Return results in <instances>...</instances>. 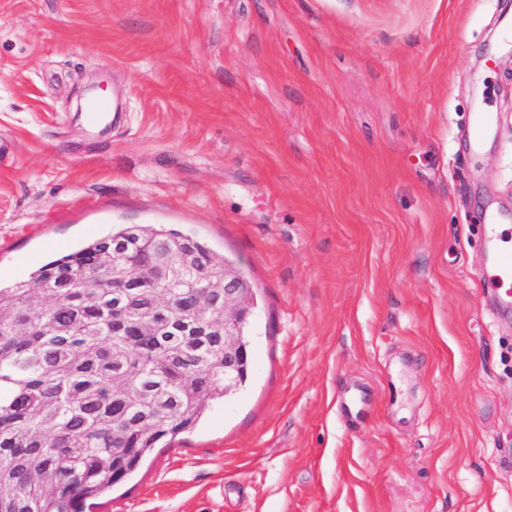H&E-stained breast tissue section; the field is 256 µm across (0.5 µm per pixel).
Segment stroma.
Listing matches in <instances>:
<instances>
[{
    "label": "stroma",
    "mask_w": 512,
    "mask_h": 512,
    "mask_svg": "<svg viewBox=\"0 0 512 512\" xmlns=\"http://www.w3.org/2000/svg\"><path fill=\"white\" fill-rule=\"evenodd\" d=\"M503 28L512 0H0V285L144 224L257 298L245 387L96 512H512ZM493 226H506L495 228ZM512 228L507 224H486L485 231L492 248V260L482 271L484 287L496 293V301L512 305Z\"/></svg>",
    "instance_id": "35a3bbf8"
}]
</instances>
